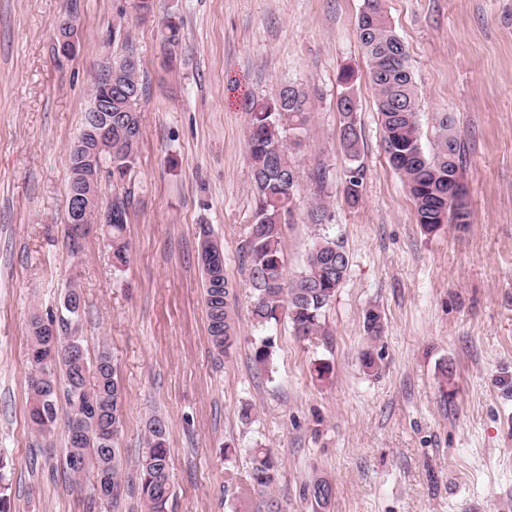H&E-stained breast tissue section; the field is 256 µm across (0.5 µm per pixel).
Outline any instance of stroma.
Returning a JSON list of instances; mask_svg holds the SVG:
<instances>
[{
	"instance_id": "35a3bbf8",
	"label": "stroma",
	"mask_w": 512,
	"mask_h": 512,
	"mask_svg": "<svg viewBox=\"0 0 512 512\" xmlns=\"http://www.w3.org/2000/svg\"><path fill=\"white\" fill-rule=\"evenodd\" d=\"M76 2L80 50L51 53L53 21ZM0 0V452L13 512H85L92 474L63 470L64 433L31 428L30 320L59 314L80 288L81 334L107 343L123 386L125 484L100 512H146L132 485L154 414L168 423L167 512H512V0H384L418 91L424 148L439 113L463 146L468 223L424 232L382 146L375 90L357 34L364 0ZM180 27L178 44L165 24ZM123 38L109 36L113 23ZM133 53L145 92L129 185L130 261L91 227L64 239L66 156L105 57ZM352 70L365 167L362 199L343 193L338 77ZM315 96L294 152L299 200L284 232L286 274L320 237L342 242L347 275L321 334L287 320L257 327L242 247L253 222L246 114L285 85ZM324 164L316 186L310 169ZM326 223H309L315 198ZM209 228L235 285L238 340H208L198 244ZM381 316L365 329L367 311ZM270 338L269 372L253 345ZM372 353L365 368L360 356ZM329 365L325 375L316 368ZM453 366V380L443 376ZM250 418H241L243 407ZM278 480L244 498L252 449ZM328 481L318 505L310 483Z\"/></svg>"
}]
</instances>
